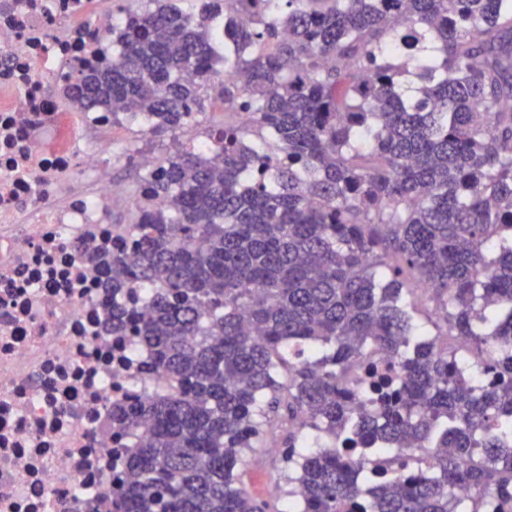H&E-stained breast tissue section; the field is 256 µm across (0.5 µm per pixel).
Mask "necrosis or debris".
<instances>
[{
	"label": "necrosis or debris",
	"mask_w": 512,
	"mask_h": 512,
	"mask_svg": "<svg viewBox=\"0 0 512 512\" xmlns=\"http://www.w3.org/2000/svg\"><path fill=\"white\" fill-rule=\"evenodd\" d=\"M116 14L90 0H0V512H110L148 429L112 424L118 400L169 390L136 337L103 328L104 257L132 252L112 223L133 198L112 179L119 105L70 112L71 79L112 60Z\"/></svg>",
	"instance_id": "1"
}]
</instances>
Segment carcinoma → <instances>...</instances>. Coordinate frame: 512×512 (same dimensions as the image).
<instances>
[{"label":"carcinoma","instance_id":"cac0c4a2","mask_svg":"<svg viewBox=\"0 0 512 512\" xmlns=\"http://www.w3.org/2000/svg\"><path fill=\"white\" fill-rule=\"evenodd\" d=\"M152 2L74 105L176 143L217 87L229 118L112 255V295L153 286L112 331L174 382L112 404L150 430L112 512H262L238 470L279 433L288 512H512V0Z\"/></svg>","mask_w":512,"mask_h":512}]
</instances>
